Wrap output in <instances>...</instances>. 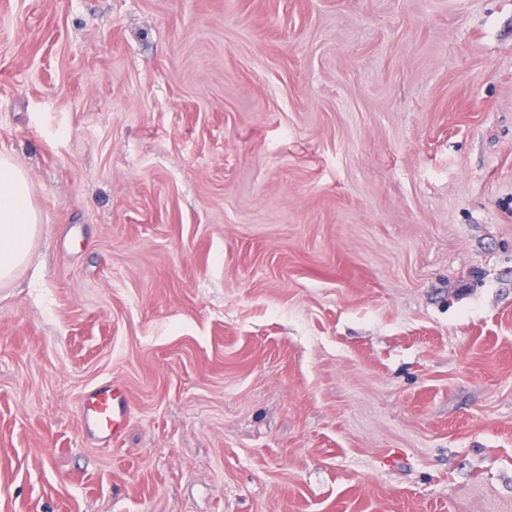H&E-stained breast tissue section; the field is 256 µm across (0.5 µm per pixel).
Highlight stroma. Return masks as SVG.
Listing matches in <instances>:
<instances>
[{
    "label": "stroma",
    "mask_w": 512,
    "mask_h": 512,
    "mask_svg": "<svg viewBox=\"0 0 512 512\" xmlns=\"http://www.w3.org/2000/svg\"><path fill=\"white\" fill-rule=\"evenodd\" d=\"M0 153V512H512V0H0ZM40 216L30 200L24 170L0 154V284H10L28 263L39 234ZM125 396L112 382L92 389L82 404V430L84 434L101 443H111L120 427L117 419L123 412Z\"/></svg>",
    "instance_id": "1"
}]
</instances>
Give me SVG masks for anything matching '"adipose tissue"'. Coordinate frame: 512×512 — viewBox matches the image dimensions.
<instances>
[{
  "label": "adipose tissue",
  "mask_w": 512,
  "mask_h": 512,
  "mask_svg": "<svg viewBox=\"0 0 512 512\" xmlns=\"http://www.w3.org/2000/svg\"><path fill=\"white\" fill-rule=\"evenodd\" d=\"M40 216L30 200L24 170L0 154V284H10L28 263L39 234Z\"/></svg>",
  "instance_id": "ef3b65f1"
}]
</instances>
